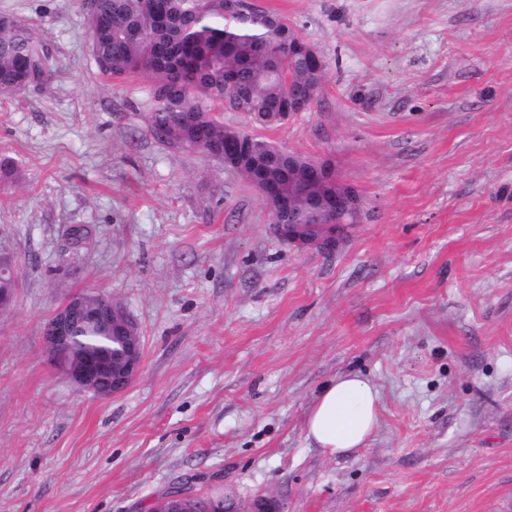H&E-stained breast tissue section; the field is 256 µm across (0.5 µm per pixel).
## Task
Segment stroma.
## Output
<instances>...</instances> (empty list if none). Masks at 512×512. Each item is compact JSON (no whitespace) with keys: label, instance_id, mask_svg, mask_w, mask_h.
I'll return each mask as SVG.
<instances>
[{"label":"stroma","instance_id":"1","mask_svg":"<svg viewBox=\"0 0 512 512\" xmlns=\"http://www.w3.org/2000/svg\"><path fill=\"white\" fill-rule=\"evenodd\" d=\"M322 56L271 141L334 161L366 215L334 252L280 240L258 193L148 130L149 83L97 70L83 0H0L58 69L0 98V512H147L183 474L281 512H512V0H255ZM92 229L66 246L69 225ZM102 290L138 326L122 393L75 388L43 326ZM379 392L363 447L305 437L322 387Z\"/></svg>","mask_w":512,"mask_h":512}]
</instances>
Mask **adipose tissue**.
Instances as JSON below:
<instances>
[{"label":"adipose tissue","mask_w":512,"mask_h":512,"mask_svg":"<svg viewBox=\"0 0 512 512\" xmlns=\"http://www.w3.org/2000/svg\"><path fill=\"white\" fill-rule=\"evenodd\" d=\"M377 402L368 378L348 373L333 379L307 414V439L332 457L364 445L378 422Z\"/></svg>","instance_id":"adipose-tissue-1"}]
</instances>
